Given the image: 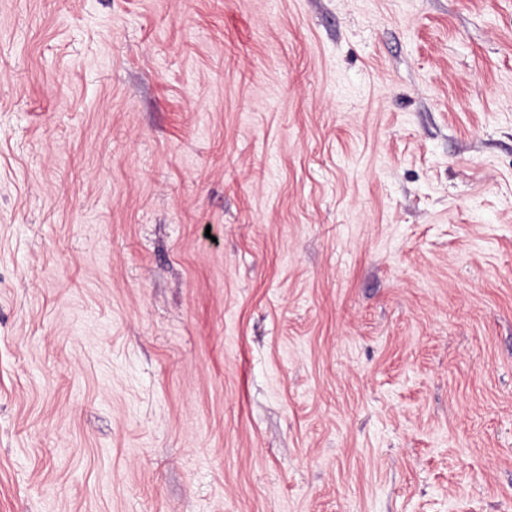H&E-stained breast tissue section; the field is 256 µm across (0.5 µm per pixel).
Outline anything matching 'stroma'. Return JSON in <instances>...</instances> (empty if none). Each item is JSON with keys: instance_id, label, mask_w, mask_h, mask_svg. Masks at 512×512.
Segmentation results:
<instances>
[{"instance_id": "stroma-1", "label": "stroma", "mask_w": 512, "mask_h": 512, "mask_svg": "<svg viewBox=\"0 0 512 512\" xmlns=\"http://www.w3.org/2000/svg\"><path fill=\"white\" fill-rule=\"evenodd\" d=\"M0 512H512V0H0Z\"/></svg>"}]
</instances>
